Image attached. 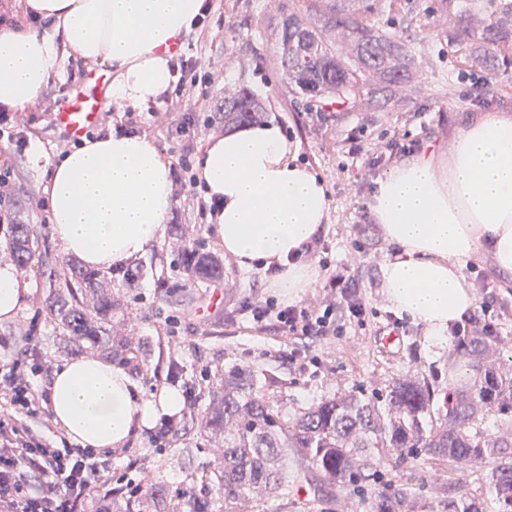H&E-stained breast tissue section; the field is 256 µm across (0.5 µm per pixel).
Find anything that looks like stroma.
<instances>
[{
  "mask_svg": "<svg viewBox=\"0 0 512 512\" xmlns=\"http://www.w3.org/2000/svg\"><path fill=\"white\" fill-rule=\"evenodd\" d=\"M411 9L394 11L386 0H379L373 16L383 29L402 33L423 31V38L412 41L416 76L412 83L397 87L392 100L379 109L364 100L310 99L287 87L277 57V40L283 18L305 16L321 9V0H209L210 10L203 23L180 39L179 53L195 61L187 72L183 92L168 88L165 95L138 112L113 105L102 113L94 135L109 133L122 126L144 132L155 139L162 153L173 155L182 145H190L199 155L210 135L224 132V115L219 107L224 93L236 86L250 88L265 103L267 116L280 123L286 133L298 140L299 157L326 180L330 212L322 238L332 265H343L351 253L359 260L351 274L358 291L368 304L364 323L348 320L342 335L319 337L280 336L241 318L238 302L248 296H274L272 275L262 271L240 272L233 260H225L224 276L195 286L182 267L181 254L173 244L175 225L189 230L203 252L219 254L212 227L207 219L203 195L173 202L169 226L161 243L138 260V284L121 289L122 306L113 324L130 330L149 346L133 374L146 393L160 385L179 389L194 388L206 395L220 369L232 366L267 371L277 377L267 395L272 404L289 415L322 400L362 388L384 392L392 382L405 376H418L438 392L450 388V374L456 362L449 349L459 342L449 336L446 348L430 345L422 327L398 317L380 290L379 267L392 254L379 227L363 215L375 182L388 173L386 164H375L393 134L406 142L429 143L447 151L452 139L470 120L488 112L512 114V63L495 62L488 69L471 66L465 50L450 46L448 34L460 20L478 26L494 6L489 0H411ZM92 66L68 58L60 77L49 83L41 97L25 111L12 113L15 130L23 132L25 146L0 138V173L8 174L5 193L22 203V217L36 225L50 263L62 255L50 233L49 212L38 208L42 200L43 176L30 164L32 146H39L50 157L71 150L75 142L56 124L59 107L72 98ZM194 117L191 132L181 133L183 114ZM212 120V130H204V120ZM363 251H356V244ZM468 280H480L477 301H491L490 319L507 343L501 358L512 357V276L497 272L490 258L474 262ZM29 280L32 297L27 308L12 320L0 321V359H9L34 337L40 347L43 371L36 377L44 387L55 365L68 360L59 346L56 330L39 312L47 288L43 276L33 273ZM182 318L180 335H168L163 322L168 315ZM397 331V345L385 347L382 336ZM150 431L131 434L122 447L102 452L112 468L111 487L131 489L150 480L178 484L185 466L207 463L209 443L205 436L181 439L170 435L167 447H153ZM384 482L412 478L416 495L403 505L404 512H431L442 496L457 483L481 489L478 474L451 462L408 461L386 458ZM248 512H370L359 494L337 493L323 505L296 500L284 507L276 498L248 504Z\"/></svg>",
  "mask_w": 512,
  "mask_h": 512,
  "instance_id": "1",
  "label": "stroma"
}]
</instances>
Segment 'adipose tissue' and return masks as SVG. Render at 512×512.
I'll use <instances>...</instances> for the list:
<instances>
[{"instance_id":"adipose-tissue-1","label":"adipose tissue","mask_w":512,"mask_h":512,"mask_svg":"<svg viewBox=\"0 0 512 512\" xmlns=\"http://www.w3.org/2000/svg\"><path fill=\"white\" fill-rule=\"evenodd\" d=\"M24 8L52 28L0 26V105L13 112L36 102L70 54L111 68L117 103L146 108L175 79L171 45L207 5L25 0ZM298 149L270 121L211 137L195 162L225 256L244 271L276 267L272 286L291 302L320 277L318 266L297 254L326 223L330 206L325 180L299 162ZM48 175L51 232L64 257L107 270L143 257L163 237L173 180L149 136L115 129L83 140ZM368 206L395 248L380 268L382 294L435 345L446 346L449 327L475 306L467 264L487 253L512 274V115L491 112L469 122L448 155L423 147L377 180ZM29 294L15 263L0 258V319L14 318ZM47 390L55 423L97 452L120 447L134 430L183 407L178 388L143 394L126 368L91 354L56 365Z\"/></svg>"}]
</instances>
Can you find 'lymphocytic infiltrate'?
<instances>
[{"label": "lymphocytic infiltrate", "instance_id": "obj_1", "mask_svg": "<svg viewBox=\"0 0 512 512\" xmlns=\"http://www.w3.org/2000/svg\"><path fill=\"white\" fill-rule=\"evenodd\" d=\"M323 289L325 299L318 307L252 296L238 312L283 336H334L343 314L365 315L349 266L329 271ZM41 370L21 357L0 364V512H84L96 485L112 474L98 466L92 450L57 447L28 425L44 400L32 384Z\"/></svg>", "mask_w": 512, "mask_h": 512}]
</instances>
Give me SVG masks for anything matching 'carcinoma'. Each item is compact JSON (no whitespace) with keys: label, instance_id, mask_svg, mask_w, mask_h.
Segmentation results:
<instances>
[{"label":"carcinoma","instance_id":"obj_1","mask_svg":"<svg viewBox=\"0 0 512 512\" xmlns=\"http://www.w3.org/2000/svg\"><path fill=\"white\" fill-rule=\"evenodd\" d=\"M337 2L310 18L290 15L282 21L278 53L284 79L303 96L344 102L367 88L369 101L379 105L394 87L411 82L414 58L403 36L371 22L374 0ZM497 2L481 29L464 25L448 38L451 45L477 41L473 62L509 59L512 0ZM262 116V104L250 89L224 95V122L250 123ZM10 245L20 269L47 276L43 310L63 349L99 351L120 362L138 356L140 342L114 334L111 274L85 269L73 259L58 270L46 269V253L31 224L10 225ZM180 252L195 273L193 283L224 276L221 260L193 243L182 240ZM499 344L486 336L469 339L463 355L471 383L445 395L442 412L433 409L429 386L409 376L384 393L357 390L284 416L263 395L276 384L273 376L232 367L218 375L205 408L183 415L174 426L183 435L210 436L217 447L209 463L186 470L178 487L149 484L113 512H239L255 498L273 496L286 504L297 487L315 502H329L338 490L364 493L390 449L402 459L425 455L471 467L493 461L484 491L476 494L459 483L441 512H512V365L490 359V347ZM488 414L505 417L502 434L491 436L477 426ZM413 495L407 480L368 500L375 512H396Z\"/></svg>","mask_w":512,"mask_h":512}]
</instances>
